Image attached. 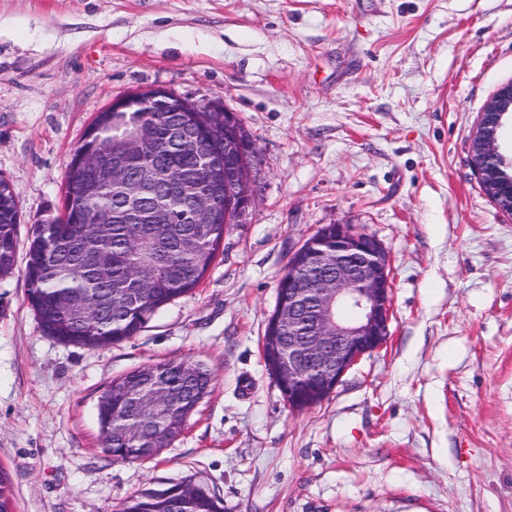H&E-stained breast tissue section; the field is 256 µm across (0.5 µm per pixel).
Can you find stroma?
<instances>
[{
    "label": "stroma",
    "mask_w": 512,
    "mask_h": 512,
    "mask_svg": "<svg viewBox=\"0 0 512 512\" xmlns=\"http://www.w3.org/2000/svg\"><path fill=\"white\" fill-rule=\"evenodd\" d=\"M512 81V0H0V175L21 238L63 209L97 112L164 87L223 100L256 204L192 294L102 349L45 336L0 277V467L16 512H120L192 479L224 512H512V215L470 163ZM348 224L388 259L390 336L291 409L261 336L289 256ZM170 359L212 390L151 459L102 450L112 380Z\"/></svg>",
    "instance_id": "stroma-1"
}]
</instances>
